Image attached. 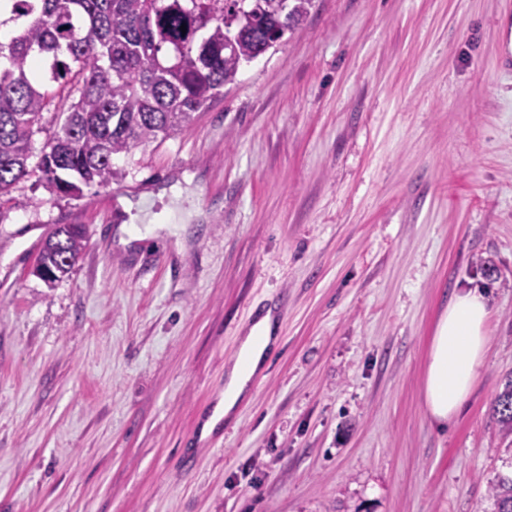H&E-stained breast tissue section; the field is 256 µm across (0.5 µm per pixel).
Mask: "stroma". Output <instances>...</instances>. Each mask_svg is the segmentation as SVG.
<instances>
[{"mask_svg": "<svg viewBox=\"0 0 512 512\" xmlns=\"http://www.w3.org/2000/svg\"><path fill=\"white\" fill-rule=\"evenodd\" d=\"M112 166L107 187L60 197L34 173L0 202V512H493L512 0H315L187 132ZM159 217L169 236L148 235ZM57 224L87 243L50 288L33 268ZM463 288L488 299L490 345L441 428L422 387ZM266 310L261 382L185 467Z\"/></svg>", "mask_w": 512, "mask_h": 512, "instance_id": "obj_1", "label": "stroma"}]
</instances>
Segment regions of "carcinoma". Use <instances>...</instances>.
<instances>
[{
    "label": "carcinoma",
    "mask_w": 512,
    "mask_h": 512,
    "mask_svg": "<svg viewBox=\"0 0 512 512\" xmlns=\"http://www.w3.org/2000/svg\"><path fill=\"white\" fill-rule=\"evenodd\" d=\"M314 0H0V199L33 172L56 195L112 182V158L193 124L240 67L301 25ZM186 31H181V26ZM77 96L35 165L32 137L63 91ZM86 229L55 226L38 258L55 276L75 265ZM512 438V378L492 401ZM495 512H512V475L489 486Z\"/></svg>",
    "instance_id": "obj_1"
}]
</instances>
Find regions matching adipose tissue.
<instances>
[{
	"label": "adipose tissue",
	"mask_w": 512,
	"mask_h": 512,
	"mask_svg": "<svg viewBox=\"0 0 512 512\" xmlns=\"http://www.w3.org/2000/svg\"><path fill=\"white\" fill-rule=\"evenodd\" d=\"M490 311L485 296L475 289L455 292L437 323L424 382V405L434 422L448 424L469 395L490 338ZM277 338L271 315H263L242 336L237 361L226 372L224 395L201 426L208 438L221 421L231 417L247 395L252 377L261 371Z\"/></svg>",
	"instance_id": "1"
}]
</instances>
